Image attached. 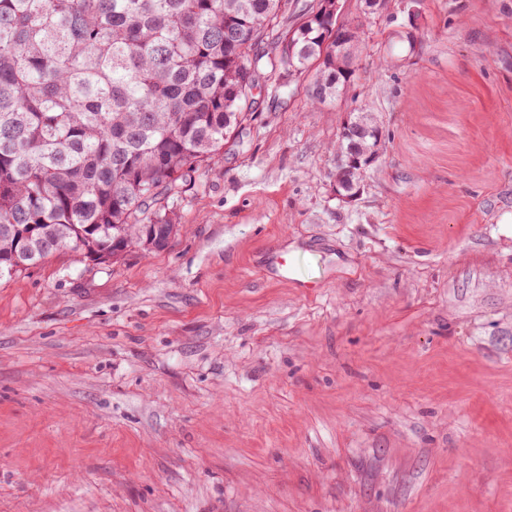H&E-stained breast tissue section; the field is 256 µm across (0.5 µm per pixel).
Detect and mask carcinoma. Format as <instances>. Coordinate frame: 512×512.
Returning <instances> with one entry per match:
<instances>
[{
  "label": "carcinoma",
  "instance_id": "obj_1",
  "mask_svg": "<svg viewBox=\"0 0 512 512\" xmlns=\"http://www.w3.org/2000/svg\"><path fill=\"white\" fill-rule=\"evenodd\" d=\"M288 0H0V280L70 248L101 263L165 248L168 201L223 155ZM295 63L328 51L296 32ZM319 79L348 82L329 60Z\"/></svg>",
  "mask_w": 512,
  "mask_h": 512
}]
</instances>
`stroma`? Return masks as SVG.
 <instances>
[{
	"instance_id": "obj_1",
	"label": "stroma",
	"mask_w": 512,
	"mask_h": 512,
	"mask_svg": "<svg viewBox=\"0 0 512 512\" xmlns=\"http://www.w3.org/2000/svg\"><path fill=\"white\" fill-rule=\"evenodd\" d=\"M338 20L348 87L255 91L165 249L0 281V512H512V0ZM357 110L380 151L346 200ZM345 136L350 140L346 147V137H344L343 130L340 135V141L338 143L339 155L336 156V162L339 165L336 173V194L341 197L352 198L356 192L351 193L355 188V183L352 180V176L359 171H362L365 167L371 165L376 160L375 149L369 151L361 145V141L371 133L377 135V126H366L352 121L350 115L344 122ZM345 192L346 194H344Z\"/></svg>"
}]
</instances>
